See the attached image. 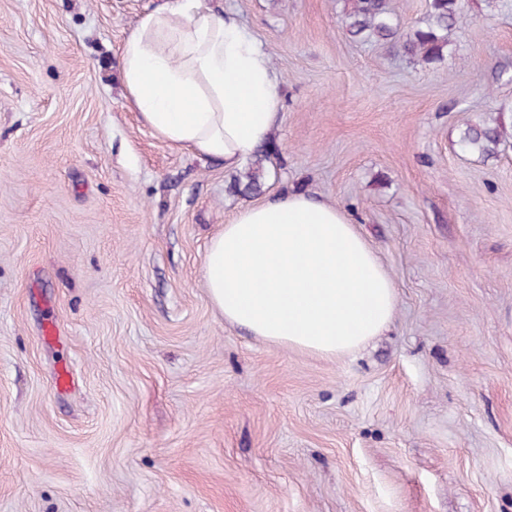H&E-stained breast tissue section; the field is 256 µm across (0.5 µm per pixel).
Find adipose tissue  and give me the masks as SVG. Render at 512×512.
<instances>
[{
  "instance_id": "ef3b65f1",
  "label": "adipose tissue",
  "mask_w": 512,
  "mask_h": 512,
  "mask_svg": "<svg viewBox=\"0 0 512 512\" xmlns=\"http://www.w3.org/2000/svg\"><path fill=\"white\" fill-rule=\"evenodd\" d=\"M127 96L170 146L235 170L283 110L269 52L206 0H162L120 52ZM204 281L226 322L268 342L333 357L391 324L395 282L356 224L301 193L237 211L209 241Z\"/></svg>"
}]
</instances>
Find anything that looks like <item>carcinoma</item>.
Instances as JSON below:
<instances>
[{
  "label": "carcinoma",
  "mask_w": 512,
  "mask_h": 512,
  "mask_svg": "<svg viewBox=\"0 0 512 512\" xmlns=\"http://www.w3.org/2000/svg\"><path fill=\"white\" fill-rule=\"evenodd\" d=\"M351 7L342 18L348 35L355 41H388L397 38L394 9L391 0H350ZM464 0H428V10L422 25L403 38L401 48L411 58L426 64L440 61L448 48V33L463 14ZM503 133L496 125L487 122L470 126L460 140L464 151L486 156L498 154ZM270 159L265 152L249 167L245 181L236 182V191L242 196L257 193L263 185L262 161Z\"/></svg>",
  "instance_id": "1"
}]
</instances>
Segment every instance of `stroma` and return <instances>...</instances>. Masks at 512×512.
<instances>
[{"mask_svg": "<svg viewBox=\"0 0 512 512\" xmlns=\"http://www.w3.org/2000/svg\"><path fill=\"white\" fill-rule=\"evenodd\" d=\"M156 2L0 0V512H512V13L465 0L420 64L345 0H207L279 75L261 199L336 205L395 281L390 328L324 358L208 297L250 201L124 96ZM484 120L491 158L459 146Z\"/></svg>", "mask_w": 512, "mask_h": 512, "instance_id": "1", "label": "stroma"}]
</instances>
